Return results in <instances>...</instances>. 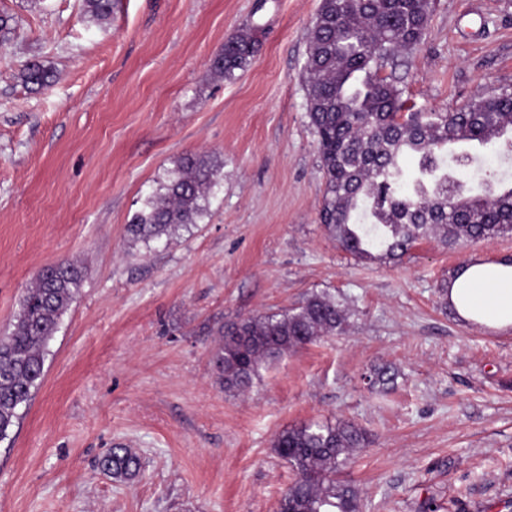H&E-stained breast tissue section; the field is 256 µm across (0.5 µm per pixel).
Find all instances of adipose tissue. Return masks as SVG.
I'll return each mask as SVG.
<instances>
[{
    "mask_svg": "<svg viewBox=\"0 0 512 512\" xmlns=\"http://www.w3.org/2000/svg\"><path fill=\"white\" fill-rule=\"evenodd\" d=\"M448 303L462 318L487 328L512 327V267L471 264L449 281Z\"/></svg>",
    "mask_w": 512,
    "mask_h": 512,
    "instance_id": "ef3b65f1",
    "label": "adipose tissue"
}]
</instances>
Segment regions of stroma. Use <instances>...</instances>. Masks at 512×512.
<instances>
[{
  "mask_svg": "<svg viewBox=\"0 0 512 512\" xmlns=\"http://www.w3.org/2000/svg\"><path fill=\"white\" fill-rule=\"evenodd\" d=\"M321 0H0V336L39 272L69 261L79 295L45 376L0 439V512H276L294 475L285 428L349 421L370 442L341 477L360 512H512V328L442 305L461 265L512 255V236L456 249L428 239L395 262L337 248L303 65ZM252 30L230 78L210 62ZM52 65L35 92L24 64ZM419 112H455L512 87V0H434L423 43L386 69ZM219 188L171 239L126 226L187 153ZM326 293L345 333L286 354L244 395L212 364L225 323ZM391 366L393 389L371 387ZM134 448L143 475L98 467Z\"/></svg>",
  "mask_w": 512,
  "mask_h": 512,
  "instance_id": "35a3bbf8",
  "label": "stroma"
}]
</instances>
